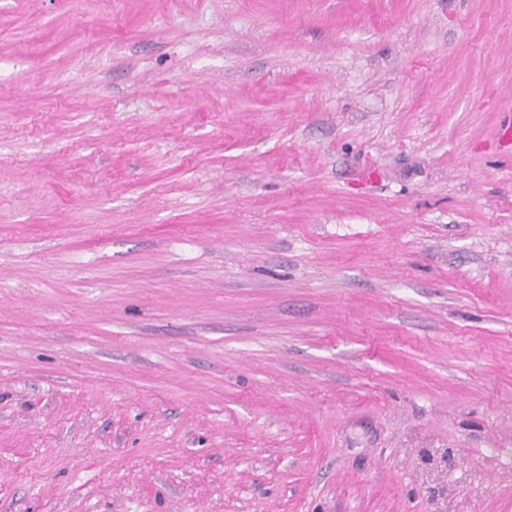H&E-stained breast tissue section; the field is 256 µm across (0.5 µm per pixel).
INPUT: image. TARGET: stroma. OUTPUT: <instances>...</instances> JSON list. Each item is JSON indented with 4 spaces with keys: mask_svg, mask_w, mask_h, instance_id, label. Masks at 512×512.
Returning a JSON list of instances; mask_svg holds the SVG:
<instances>
[{
    "mask_svg": "<svg viewBox=\"0 0 512 512\" xmlns=\"http://www.w3.org/2000/svg\"><path fill=\"white\" fill-rule=\"evenodd\" d=\"M512 0H0V512H512Z\"/></svg>",
    "mask_w": 512,
    "mask_h": 512,
    "instance_id": "35a3bbf8",
    "label": "stroma"
}]
</instances>
